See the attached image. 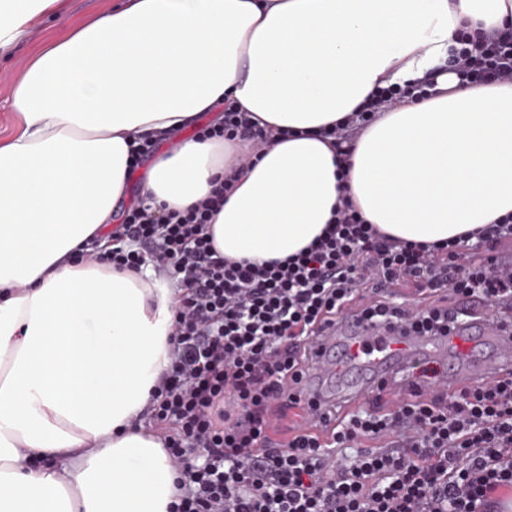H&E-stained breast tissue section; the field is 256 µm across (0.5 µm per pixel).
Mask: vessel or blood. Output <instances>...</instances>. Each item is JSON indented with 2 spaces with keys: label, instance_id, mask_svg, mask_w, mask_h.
Masks as SVG:
<instances>
[{
  "label": "vessel or blood",
  "instance_id": "vessel-or-blood-1",
  "mask_svg": "<svg viewBox=\"0 0 512 512\" xmlns=\"http://www.w3.org/2000/svg\"><path fill=\"white\" fill-rule=\"evenodd\" d=\"M445 336H409L351 315L329 325L314 345V359L298 386L300 404L325 414L360 401L382 383L433 369V386L460 390L512 372V321L491 317L478 301Z\"/></svg>",
  "mask_w": 512,
  "mask_h": 512
}]
</instances>
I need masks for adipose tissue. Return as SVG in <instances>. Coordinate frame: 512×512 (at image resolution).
Segmentation results:
<instances>
[{"label":"adipose tissue","instance_id":"ef3b65f1","mask_svg":"<svg viewBox=\"0 0 512 512\" xmlns=\"http://www.w3.org/2000/svg\"><path fill=\"white\" fill-rule=\"evenodd\" d=\"M66 6L0 0V56ZM511 22L512 0H118L30 56L0 138V512H171L176 472L141 416L175 292L78 259L121 221L134 140L158 145L141 200L171 211L246 151L197 138L203 116L232 103L267 133L209 224L232 260L298 253L346 192L386 235L456 239L512 213V84H461L448 50ZM439 66L440 95L380 113L348 160L321 137Z\"/></svg>","mask_w":512,"mask_h":512}]
</instances>
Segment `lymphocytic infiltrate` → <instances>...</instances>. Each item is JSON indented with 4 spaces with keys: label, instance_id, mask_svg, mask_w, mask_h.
I'll use <instances>...</instances> for the list:
<instances>
[{
    "label": "lymphocytic infiltrate",
    "instance_id": "obj_1",
    "mask_svg": "<svg viewBox=\"0 0 512 512\" xmlns=\"http://www.w3.org/2000/svg\"><path fill=\"white\" fill-rule=\"evenodd\" d=\"M450 53L463 84L512 83L511 24L480 40L459 33ZM434 93L431 79L379 89L321 135L343 147L379 112ZM199 133L266 141L231 104ZM239 174L231 169L212 197L185 211L132 203L107 236L113 268L151 262L179 287L172 361L147 409L180 470L173 512H491L512 489V374L449 394L413 375L390 412L360 406L318 431L284 441L271 433L279 410L297 400L314 338L337 315L444 336L458 320L457 297L511 313L512 270L501 260L512 214L469 239L408 243L381 235L346 198L297 255L237 262L215 249L208 228ZM378 281L412 288L421 304L377 292ZM349 448L353 456L338 460Z\"/></svg>",
    "mask_w": 512,
    "mask_h": 512
}]
</instances>
